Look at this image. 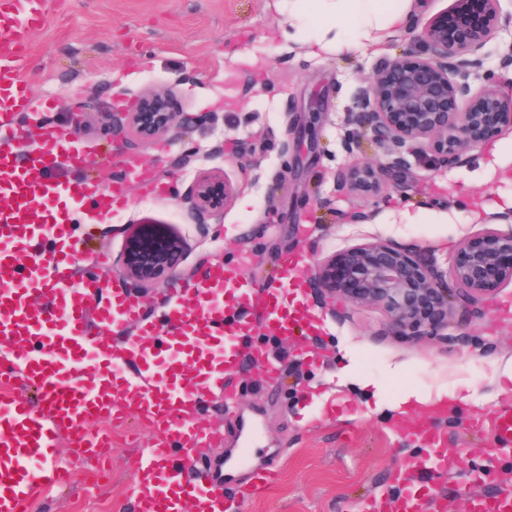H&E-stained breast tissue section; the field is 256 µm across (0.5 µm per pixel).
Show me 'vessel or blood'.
<instances>
[{
    "mask_svg": "<svg viewBox=\"0 0 512 512\" xmlns=\"http://www.w3.org/2000/svg\"><path fill=\"white\" fill-rule=\"evenodd\" d=\"M49 4L0 0V197L8 201L0 209V512H26L44 491L68 485L61 446L71 459L106 466L112 436L130 422L155 439L127 460L135 483L121 512H242L246 498L225 493L224 463L212 456L219 436L201 412L213 395L232 401L244 360L268 380L279 378L269 354L246 345L258 324L299 343L317 335L311 317L285 303L303 292L301 259L281 256L260 286L236 265H210L170 289L156 319L129 289L79 274L71 233L77 208L109 219L143 172L130 166L108 184L63 179L61 168L82 165L79 147L50 130L31 153L12 140L13 119L33 107L31 39ZM408 436L430 456L393 470L401 492L370 500L364 512H424L410 478L442 463L446 441L435 430ZM235 466L246 491L277 479L242 454ZM470 512H512V494H474Z\"/></svg>",
    "mask_w": 512,
    "mask_h": 512,
    "instance_id": "vessel-or-blood-1",
    "label": "vessel or blood"
}]
</instances>
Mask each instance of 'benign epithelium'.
Listing matches in <instances>:
<instances>
[{"instance_id": "1", "label": "benign epithelium", "mask_w": 512, "mask_h": 512, "mask_svg": "<svg viewBox=\"0 0 512 512\" xmlns=\"http://www.w3.org/2000/svg\"><path fill=\"white\" fill-rule=\"evenodd\" d=\"M415 40L423 49L384 60L353 95V119L386 162L339 171L345 189L376 196L379 175L403 172L411 158L460 161L489 136L512 132V95L502 93L503 77L486 67V48L494 42L502 48L499 68L512 66V0H452L449 9L421 24ZM167 97L148 94L133 109L112 113V124L148 142L187 123L188 116L169 111ZM233 193L217 172H204L182 204L194 223L217 222ZM183 251L172 232L139 225L127 238L123 275L155 282L172 271ZM313 281L344 304L383 308L395 331L414 328L438 336L457 302L477 304L512 283V213L488 217L484 231L464 239L444 267L423 252L376 239L327 258Z\"/></svg>"}]
</instances>
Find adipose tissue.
Here are the masks:
<instances>
[{"mask_svg":"<svg viewBox=\"0 0 512 512\" xmlns=\"http://www.w3.org/2000/svg\"><path fill=\"white\" fill-rule=\"evenodd\" d=\"M410 0H287V36L305 55L374 45L406 20Z\"/></svg>","mask_w":512,"mask_h":512,"instance_id":"obj_1","label":"adipose tissue"}]
</instances>
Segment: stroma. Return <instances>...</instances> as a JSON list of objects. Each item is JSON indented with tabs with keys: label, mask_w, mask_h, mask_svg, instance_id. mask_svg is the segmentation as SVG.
<instances>
[{
	"label": "stroma",
	"mask_w": 512,
	"mask_h": 512,
	"mask_svg": "<svg viewBox=\"0 0 512 512\" xmlns=\"http://www.w3.org/2000/svg\"><path fill=\"white\" fill-rule=\"evenodd\" d=\"M278 0H54L35 34L31 86L37 116L23 120L22 142L36 146L44 127L85 150L82 176L111 178L122 159L145 167L168 191L130 185L128 203L109 222L74 225L83 249L109 263L83 272L123 281L126 238L134 224L165 226L187 243L170 279L130 288L153 312L168 288L216 261L238 264L263 283L283 252L300 255L305 272L343 249L374 238L422 251L445 264L459 243L484 228V210L512 211V134L488 138L472 156L446 167L412 163L379 201L337 186L340 169L377 163L364 141L347 154L348 109L375 66L412 44L417 23L450 0H413L408 23L383 43L341 57H306L278 38ZM149 90L173 93L191 121L142 142L117 135L112 115ZM303 155L285 170L282 145ZM220 172L235 192L218 224H194L180 198L198 174ZM260 179H253V172ZM303 301L319 320L311 358L268 384L257 368L240 371L231 403L215 399L206 419L221 447L250 440L259 465L278 470L271 488L245 512H359L391 490L388 476L425 454L422 441L400 436L392 404L405 391L456 395V409L436 425L455 466L438 475L447 512H469L473 481L486 471L512 478V449L499 448L490 421L512 405V284L488 302L456 304L444 336L390 330L375 305H338L313 288ZM130 446L112 445L107 483H82L38 499L31 512H113L132 478ZM496 493V486L485 488Z\"/></svg>",
	"instance_id": "obj_1"
}]
</instances>
